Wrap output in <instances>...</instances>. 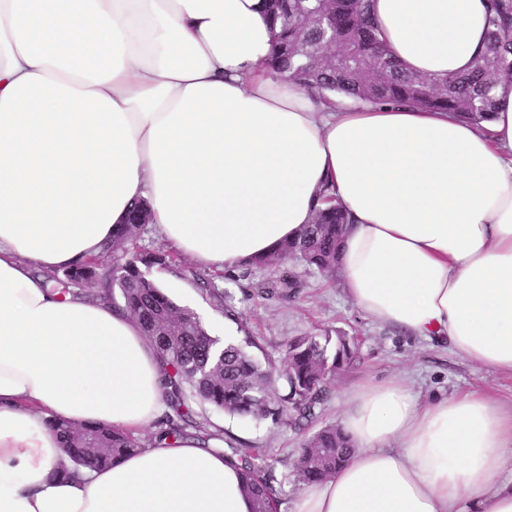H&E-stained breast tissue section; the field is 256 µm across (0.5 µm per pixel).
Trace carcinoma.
I'll return each instance as SVG.
<instances>
[{
    "instance_id": "1",
    "label": "carcinoma",
    "mask_w": 512,
    "mask_h": 512,
    "mask_svg": "<svg viewBox=\"0 0 512 512\" xmlns=\"http://www.w3.org/2000/svg\"><path fill=\"white\" fill-rule=\"evenodd\" d=\"M278 26L267 68L301 89L323 95L341 93L369 105L416 106L428 111L453 112L475 123L494 111L493 92L512 78V0H488L487 40L474 68L465 74L436 78L404 70L376 37L372 0H267ZM348 217L339 205L317 209L311 222L272 254L249 262L271 267L291 263L306 273L336 272L338 247ZM143 224H123L100 253L46 276L63 295L92 286L94 300L110 298L120 289L127 311L154 343L163 365L162 387L167 412L148 440L112 426H75L46 421L59 439L70 466H108L114 460L148 445L193 438L204 447L221 438L197 421L191 403L217 411L274 424L309 421L328 397L327 384L336 370L351 362L355 345L347 336L328 332L297 336L285 344L284 365L259 362L249 349L256 343L238 321L241 340L221 341L209 334L196 314L177 305L147 276L154 266L172 262L170 255L138 245ZM110 263L104 290L99 269ZM303 287L291 271L254 285L262 298L288 301ZM224 458L241 469L245 491L254 512H279V500L254 449L232 436ZM350 452L340 427L331 424L306 437L296 460L298 480L307 486L330 477Z\"/></svg>"
}]
</instances>
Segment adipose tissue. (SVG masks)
I'll return each instance as SVG.
<instances>
[{
	"mask_svg": "<svg viewBox=\"0 0 512 512\" xmlns=\"http://www.w3.org/2000/svg\"><path fill=\"white\" fill-rule=\"evenodd\" d=\"M487 0H373L432 77L472 68ZM265 0H0V512H252L238 469L187 438L55 475L44 421L137 433L163 406L139 324L45 273L95 256L135 202L172 248L232 270L294 239L325 196L352 219V304L512 374V80L476 124L328 105L265 67ZM353 451L290 512H512V406L361 383Z\"/></svg>",
	"mask_w": 512,
	"mask_h": 512,
	"instance_id": "1",
	"label": "adipose tissue"
}]
</instances>
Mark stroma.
I'll list each match as a JSON object with an SVG mask.
<instances>
[{"label":"stroma","instance_id":"obj_1","mask_svg":"<svg viewBox=\"0 0 512 512\" xmlns=\"http://www.w3.org/2000/svg\"><path fill=\"white\" fill-rule=\"evenodd\" d=\"M200 264L179 256L167 267L151 269L150 277L177 304L193 311L212 335L237 340L241 334L225 313L233 308L247 323L262 350L280 358L287 340L308 333L340 332L354 339L357 357L337 370L328 384L329 397L315 417L297 429L232 417L212 409H198L200 418L256 448L258 462L274 478L281 501L280 512H290V503L302 492L295 474V459L305 435L339 422L347 396L365 379L384 381L405 377L420 401L477 390L488 391L504 405L512 404V375L475 367L451 349L447 342L407 336L365 318L345 294L339 278L321 274L303 275L297 297L288 303L268 301L253 295L258 281L278 276L276 268L242 266L234 273L211 271L210 276L224 301H217L200 288L196 276Z\"/></svg>","mask_w":512,"mask_h":512}]
</instances>
